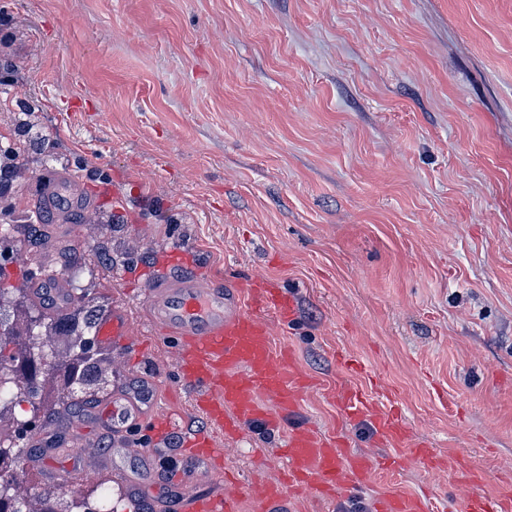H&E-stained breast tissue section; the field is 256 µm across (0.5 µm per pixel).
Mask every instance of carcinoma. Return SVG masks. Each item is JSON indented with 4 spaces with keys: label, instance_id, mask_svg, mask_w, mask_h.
Here are the masks:
<instances>
[{
    "label": "carcinoma",
    "instance_id": "obj_1",
    "mask_svg": "<svg viewBox=\"0 0 512 512\" xmlns=\"http://www.w3.org/2000/svg\"><path fill=\"white\" fill-rule=\"evenodd\" d=\"M70 303L72 310L61 315L48 314L38 310L31 296L26 294L14 301L9 318L0 317V330L11 336L10 343L18 354L24 358L33 351L43 362L37 378L0 366V414L12 412L14 401L22 397L35 413L77 410L88 401L75 398L76 392L92 395L104 385L107 370L84 339L96 320V305L91 299L81 304L72 299ZM41 336L62 338L64 356L47 353L39 342ZM19 431L13 421L7 425L0 422V512H22L14 507L10 495L20 459L16 443Z\"/></svg>",
    "mask_w": 512,
    "mask_h": 512
}]
</instances>
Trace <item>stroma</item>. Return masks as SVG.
<instances>
[{
	"mask_svg": "<svg viewBox=\"0 0 512 512\" xmlns=\"http://www.w3.org/2000/svg\"><path fill=\"white\" fill-rule=\"evenodd\" d=\"M10 151L28 171L0 184V289L57 274L107 313L180 242L215 279L292 296L273 346L312 384L279 429L225 439L241 484L279 480L276 449L304 425L373 466L353 497L310 492L299 512L466 496L369 420H343L336 394L351 386L413 440L482 468L487 496H512V0H0ZM53 174L92 217L37 213ZM100 355L109 392L153 375L160 408L189 412L153 337ZM12 412L30 461L47 443H111L93 410ZM144 480L134 460L87 478L31 461L13 495L37 512L56 488L61 512H95L108 482L112 512H151Z\"/></svg>",
	"mask_w": 512,
	"mask_h": 512,
	"instance_id": "35a3bbf8",
	"label": "stroma"
}]
</instances>
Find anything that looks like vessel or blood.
I'll return each mask as SVG.
<instances>
[{
    "label": "vessel or blood",
    "instance_id": "1",
    "mask_svg": "<svg viewBox=\"0 0 512 512\" xmlns=\"http://www.w3.org/2000/svg\"><path fill=\"white\" fill-rule=\"evenodd\" d=\"M44 206L55 211H81L85 205L69 197L59 183L48 186ZM165 271L143 289L138 304L144 311L150 334L167 345L181 380L193 391V405L206 426L197 430L180 427L154 401L129 397L102 407L103 421L112 423L121 441V455L158 463L156 445L176 430L182 431L178 455L217 469L224 463L223 441L244 422L259 421L280 426L294 413L309 380L295 366L290 353L276 351L271 320L286 322L294 315V302L282 290L247 279L231 288L217 285L184 260L182 246L164 252ZM57 277L35 280L33 295L50 313L63 311L65 301ZM98 339L108 347L124 348L135 340V329L126 308L118 306L102 317L96 327ZM339 404L350 419L369 418L387 438L407 440L409 433L398 414H387L367 402L358 392H342ZM277 415H269V407ZM150 425L154 447L131 439V425ZM287 473V487L267 484L249 488L261 512H289L293 502L307 491L327 499L336 498L363 483L371 461L365 456L347 457L333 438L317 436L307 427L291 428L280 450ZM415 458L460 476L470 487L458 512H512V498L484 495L478 473L464 459L452 461L417 444ZM236 495L221 490L198 489L196 481L184 480L176 497H157V512H236ZM377 512H433L421 497L388 496L378 502Z\"/></svg>",
    "mask_w": 512,
    "mask_h": 512
}]
</instances>
